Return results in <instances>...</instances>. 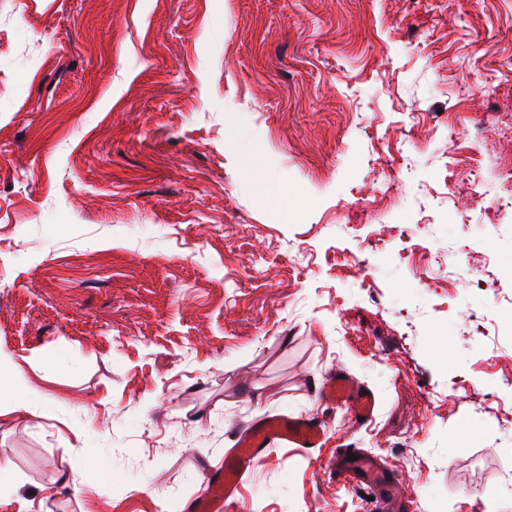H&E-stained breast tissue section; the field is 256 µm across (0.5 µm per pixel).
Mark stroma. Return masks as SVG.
<instances>
[{"label": "stroma", "instance_id": "stroma-1", "mask_svg": "<svg viewBox=\"0 0 512 512\" xmlns=\"http://www.w3.org/2000/svg\"><path fill=\"white\" fill-rule=\"evenodd\" d=\"M512 0H0V512H512ZM478 177L443 191L447 155ZM420 227L419 236L407 229ZM481 267L482 278L470 275ZM339 371L371 421L324 404ZM106 462L111 476L89 466ZM8 374L10 384L25 399L40 398V391L29 384L23 370L9 354L0 351V371ZM327 434V423L303 417L275 415L243 431L236 448L224 458V470L208 477L204 494L193 499L185 512L229 511L237 498L242 478L265 458L268 448L288 445L294 448H320ZM350 454L359 456V459L347 461ZM327 465L331 471L336 472L345 481L367 483L375 496V502L380 505L395 498L393 487L397 480L387 474L373 456L356 452L350 448H341L336 452V456L328 461Z\"/></svg>", "mask_w": 512, "mask_h": 512}]
</instances>
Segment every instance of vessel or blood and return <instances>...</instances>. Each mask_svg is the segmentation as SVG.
<instances>
[{"instance_id": "b4317fda", "label": "vessel or blood", "mask_w": 512, "mask_h": 512, "mask_svg": "<svg viewBox=\"0 0 512 512\" xmlns=\"http://www.w3.org/2000/svg\"><path fill=\"white\" fill-rule=\"evenodd\" d=\"M319 394L329 405L350 409L358 418L371 419L376 407L372 393L360 389L349 378L334 374L327 376ZM326 434L325 421L287 415L270 416L262 423L248 427L236 448L225 457L223 471L209 476L205 493L193 499L185 512H229L243 476L264 460L268 448L281 444L318 448ZM350 454L347 448L337 451L328 462L331 471L345 481L367 483L376 503L383 504L393 499L395 477L387 474L375 457L363 454L354 460Z\"/></svg>"}]
</instances>
